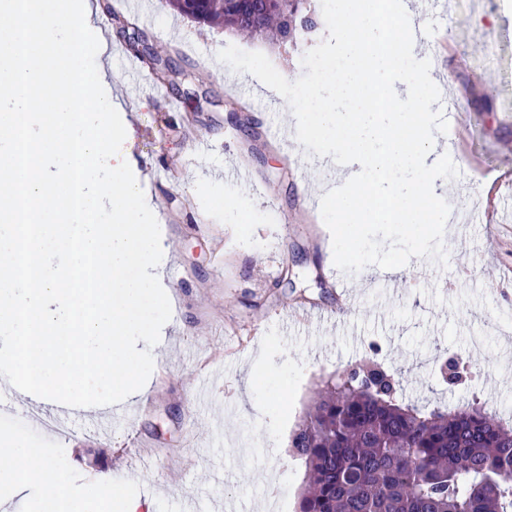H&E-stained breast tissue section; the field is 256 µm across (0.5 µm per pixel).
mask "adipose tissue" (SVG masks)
Instances as JSON below:
<instances>
[{
  "label": "adipose tissue",
  "mask_w": 512,
  "mask_h": 512,
  "mask_svg": "<svg viewBox=\"0 0 512 512\" xmlns=\"http://www.w3.org/2000/svg\"><path fill=\"white\" fill-rule=\"evenodd\" d=\"M428 29L400 5L394 26L376 18L373 0H341L331 30L334 63L293 91L295 128L304 147L320 149L325 160L343 156L342 191L325 190L343 250L357 252L364 224L430 225V238L448 234V211L437 192L447 166L448 146L413 110L434 83L418 67L403 68ZM0 493L25 485H49L54 499H39L35 512H81L68 492L70 468L62 459H44L0 433ZM95 500L112 502L115 512H154L152 499L121 490L111 475L89 486Z\"/></svg>",
  "instance_id": "obj_1"
}]
</instances>
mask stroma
Returning a JSON list of instances; mask_svg holds the SVG:
<instances>
[{
  "mask_svg": "<svg viewBox=\"0 0 512 512\" xmlns=\"http://www.w3.org/2000/svg\"><path fill=\"white\" fill-rule=\"evenodd\" d=\"M447 2V13L423 11L433 42L417 64L439 80L425 110L459 146L446 208L485 219L424 251L400 225L370 224L354 258L336 251L314 153L276 138L291 120L283 87L315 73L331 41L250 40L144 0L154 17L144 32L185 71L175 93L145 71L153 93L126 99L135 173L168 169L166 181L141 185L160 226L172 307L154 371L133 420L57 429L35 413L0 412V431L46 459L71 456L81 494L89 475L105 472L161 497L166 512H181L187 496L199 512L226 502L235 512H295L306 469L291 434L322 380L368 358L402 371V404L476 401L512 424V196L495 194L512 184V0ZM446 95L458 108L444 122ZM237 165L249 180L224 177ZM382 268L394 283L384 295ZM339 277L355 294L341 313ZM449 363L459 382L445 379Z\"/></svg>",
  "mask_w": 512,
  "mask_h": 512,
  "instance_id": "1",
  "label": "stroma"
}]
</instances>
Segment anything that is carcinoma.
<instances>
[{"label":"carcinoma","mask_w":512,"mask_h":512,"mask_svg":"<svg viewBox=\"0 0 512 512\" xmlns=\"http://www.w3.org/2000/svg\"><path fill=\"white\" fill-rule=\"evenodd\" d=\"M203 26L283 43L312 29L304 0H270L244 19L238 0H166ZM161 78L176 88L177 66L154 52ZM399 378L380 365L328 379L292 432L307 487L296 512H512V427L472 403L448 412L399 404Z\"/></svg>","instance_id":"obj_1"}]
</instances>
